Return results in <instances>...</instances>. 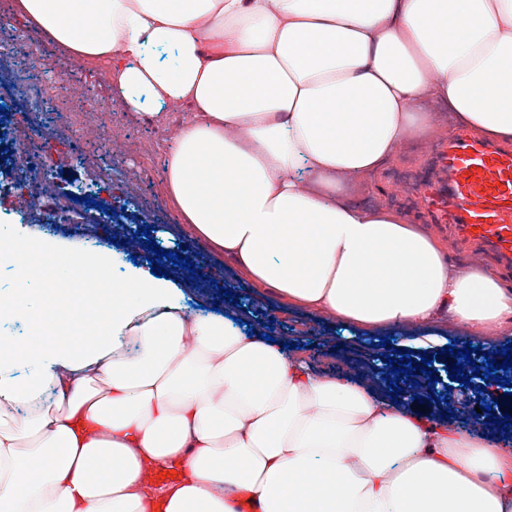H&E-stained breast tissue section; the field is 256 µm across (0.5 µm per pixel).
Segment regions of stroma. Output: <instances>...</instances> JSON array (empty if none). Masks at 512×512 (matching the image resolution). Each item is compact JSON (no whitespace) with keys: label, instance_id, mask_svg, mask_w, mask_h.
Instances as JSON below:
<instances>
[{"label":"stroma","instance_id":"1","mask_svg":"<svg viewBox=\"0 0 512 512\" xmlns=\"http://www.w3.org/2000/svg\"><path fill=\"white\" fill-rule=\"evenodd\" d=\"M30 40V29L23 20L0 26V105L7 114L6 133L0 138V152L5 158L0 166L10 170L26 162L20 145L26 130L19 125V118L41 115L37 101L29 92L30 87L37 84L31 70L41 64L40 58L28 52ZM43 49L53 56L48 80L66 79L77 94L96 100L100 106L119 104L111 79L102 75L105 63L74 60L53 43L44 44ZM119 118L120 125L107 135H89L86 146L80 151L73 148L64 128L56 130L55 174L44 188L45 202L50 208L56 202H67L70 223L82 225V233H72L68 225L52 229L42 224L34 217L28 199L7 189L0 191V223L10 224L18 232L50 244L64 242L79 249L86 247L89 238L106 235L104 249L119 257L117 271L126 276L135 266L144 265L151 258L148 243L158 244L168 255L158 261L157 266L168 272L174 285V297L187 311H213L215 302L222 300L224 292H231L234 306L246 316L251 330L276 336L284 343L303 349L311 368L323 374L357 379L359 371L371 368L377 356L393 355L401 342L415 336L412 328L404 331L357 329L273 294L245 291L242 272L198 239L189 225L182 223L166 195L161 173L171 130L166 125L149 122L146 116L127 111L121 112ZM447 145V140L442 138L431 141L420 137L402 143L396 159L376 178L363 201L398 210L411 223L443 238L451 261L493 265L492 256L478 244L450 237L447 223L434 220V208L427 198L432 190L445 186L448 181L439 160ZM75 182L106 190L121 201V208L108 214L92 204L68 200L67 193ZM142 226L149 230L148 240L139 241L133 248L126 246V239ZM175 252L189 256L193 270L172 265L169 256ZM208 268L219 270L216 280L203 277V270ZM385 338L390 341L386 347L381 344ZM424 357L439 378V396L426 404V411H446L450 425L465 429L467 410L452 412L448 409L446 397L451 371L447 355L436 351L413 353L414 360Z\"/></svg>","mask_w":512,"mask_h":512}]
</instances>
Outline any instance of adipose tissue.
I'll return each mask as SVG.
<instances>
[{"instance_id": "obj_1", "label": "adipose tissue", "mask_w": 512, "mask_h": 512, "mask_svg": "<svg viewBox=\"0 0 512 512\" xmlns=\"http://www.w3.org/2000/svg\"><path fill=\"white\" fill-rule=\"evenodd\" d=\"M127 111L190 108L164 185L251 288L361 329L442 319L497 349L512 280L368 192L399 145L447 136L437 102L512 141V0H13ZM84 349L30 347L0 375V512H512V455L222 315L138 269ZM177 482L149 491L151 469Z\"/></svg>"}]
</instances>
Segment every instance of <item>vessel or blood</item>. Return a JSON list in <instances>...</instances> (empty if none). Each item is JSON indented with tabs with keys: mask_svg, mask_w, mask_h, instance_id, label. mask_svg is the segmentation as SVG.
<instances>
[{
	"mask_svg": "<svg viewBox=\"0 0 512 512\" xmlns=\"http://www.w3.org/2000/svg\"><path fill=\"white\" fill-rule=\"evenodd\" d=\"M448 188L438 211L451 213L461 236L476 237L503 261L512 260V152L460 139L443 153Z\"/></svg>",
	"mask_w": 512,
	"mask_h": 512,
	"instance_id": "b4317fda",
	"label": "vessel or blood"
}]
</instances>
